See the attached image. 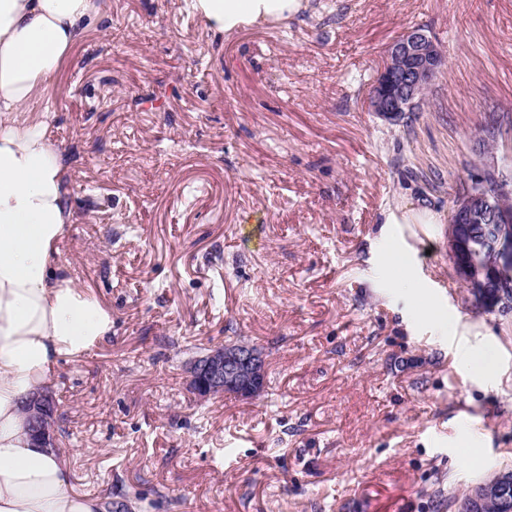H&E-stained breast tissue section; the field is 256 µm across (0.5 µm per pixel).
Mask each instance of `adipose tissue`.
<instances>
[{
  "label": "adipose tissue",
  "instance_id": "adipose-tissue-1",
  "mask_svg": "<svg viewBox=\"0 0 512 512\" xmlns=\"http://www.w3.org/2000/svg\"><path fill=\"white\" fill-rule=\"evenodd\" d=\"M213 36L295 16L304 0H190ZM99 0H0V512H100L74 490L58 450L33 440L21 405L52 370L112 334V312L57 260L72 223L70 167L47 136L49 113L27 112L86 30Z\"/></svg>",
  "mask_w": 512,
  "mask_h": 512
}]
</instances>
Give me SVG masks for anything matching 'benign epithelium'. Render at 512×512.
<instances>
[{
	"label": "benign epithelium",
	"instance_id": "7a95c632",
	"mask_svg": "<svg viewBox=\"0 0 512 512\" xmlns=\"http://www.w3.org/2000/svg\"><path fill=\"white\" fill-rule=\"evenodd\" d=\"M443 65L437 44L420 26L392 42L385 64L369 95V110L395 122L425 95ZM509 190L481 188L457 197L448 224V253L457 278L483 311H512V203ZM488 224L477 230L476 222ZM189 387L205 399L234 393L242 399L259 395L266 377L265 360L257 346L239 342L219 345L188 364ZM30 430L45 446L60 447L55 430L56 407L44 392L25 403ZM512 478L499 474L488 484L473 486L459 512H483L497 488Z\"/></svg>",
	"mask_w": 512,
	"mask_h": 512
}]
</instances>
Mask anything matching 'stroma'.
I'll return each mask as SVG.
<instances>
[{
	"label": "stroma",
	"instance_id": "1",
	"mask_svg": "<svg viewBox=\"0 0 512 512\" xmlns=\"http://www.w3.org/2000/svg\"><path fill=\"white\" fill-rule=\"evenodd\" d=\"M104 5L30 103L71 163L57 259L112 312L47 385L74 489L147 512H457L512 469V312L476 308L443 222L478 175L512 183V0H308L223 39L186 0ZM414 26L444 64L388 122L369 93ZM410 199L440 223H385ZM236 340L264 353L262 394L198 400L186 362ZM468 347L490 351L483 383ZM119 500H112L107 497L104 501V508L106 512H137L145 511V506L142 505L144 498L139 492L134 493L131 497L128 493H119L117 495Z\"/></svg>",
	"mask_w": 512,
	"mask_h": 512
}]
</instances>
